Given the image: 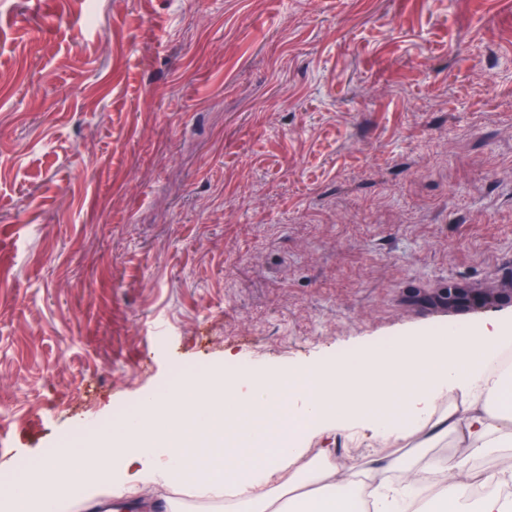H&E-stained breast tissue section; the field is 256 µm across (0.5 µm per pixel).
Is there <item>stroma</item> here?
Listing matches in <instances>:
<instances>
[{"mask_svg":"<svg viewBox=\"0 0 512 512\" xmlns=\"http://www.w3.org/2000/svg\"><path fill=\"white\" fill-rule=\"evenodd\" d=\"M507 275L512 0H0V474L225 351L313 365ZM189 488L143 512H224ZM417 292L404 293L400 297V302L408 307L422 306L433 311L437 316L447 318L448 308L444 302V295L441 288H447L446 285H426Z\"/></svg>","mask_w":512,"mask_h":512,"instance_id":"obj_1","label":"stroma"}]
</instances>
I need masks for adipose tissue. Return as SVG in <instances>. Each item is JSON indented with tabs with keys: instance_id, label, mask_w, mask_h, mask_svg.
I'll use <instances>...</instances> for the list:
<instances>
[{
	"instance_id": "obj_1",
	"label": "adipose tissue",
	"mask_w": 512,
	"mask_h": 512,
	"mask_svg": "<svg viewBox=\"0 0 512 512\" xmlns=\"http://www.w3.org/2000/svg\"><path fill=\"white\" fill-rule=\"evenodd\" d=\"M512 337V317L483 322L476 331L449 325L426 336H401L389 346L357 350L338 360L300 369L293 380L271 371L245 370L225 377L221 367L195 373L179 384L165 383L142 395L140 414L118 424L113 434L86 436L82 452L53 449L29 477L24 502L0 498V512H65L75 494L94 500L102 487L123 512L131 496L170 483L184 466L187 439L206 437L210 448L194 471L205 494L226 492L238 512H355L358 495L353 468L327 469L306 460L305 443L330 436L335 427L348 434L378 438L450 439L445 460L403 467L401 460L376 459L365 471L374 484L368 512H512V468L487 473L476 459L512 447V375L488 370L494 348ZM427 381H420L421 372ZM406 386L403 420L388 413L393 387ZM455 404L435 414L439 397ZM234 413L267 409V419L224 437L218 405ZM87 471V482L72 486L71 471ZM403 470V485L389 475ZM496 492L473 499L476 484ZM299 490L293 508H279L282 487Z\"/></svg>"
}]
</instances>
